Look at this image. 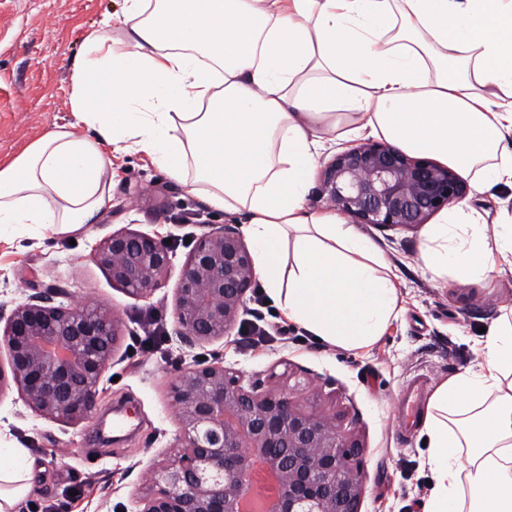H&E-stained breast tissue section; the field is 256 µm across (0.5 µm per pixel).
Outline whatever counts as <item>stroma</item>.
Segmentation results:
<instances>
[{"label": "stroma", "mask_w": 512, "mask_h": 512, "mask_svg": "<svg viewBox=\"0 0 512 512\" xmlns=\"http://www.w3.org/2000/svg\"><path fill=\"white\" fill-rule=\"evenodd\" d=\"M123 0H0V158L15 155L48 126L73 122L68 106L73 60L86 33L120 12ZM112 202L97 223L74 234L38 225L0 234V315L30 295L59 287L71 301L114 309L124 332L97 387L92 418L62 422L36 416L17 388L0 395V448L21 449L34 460V488L20 512H133L147 495L154 463L172 452L178 410L170 389L194 360L224 359L247 377L288 392L299 408L318 411L356 438L350 460L364 476L361 512H419L430 472L419 427L398 429L396 403L413 378L422 396L476 359L482 327L512 304V276L479 282H433L417 261L420 229L365 226V233L400 271L404 314L373 346L353 353L316 342L251 294L243 328L187 347L173 318L174 292L190 251L188 241L227 221L202 198L187 194L151 159L129 152L112 160ZM465 204L482 223H500L512 209V187L496 184L468 193ZM171 240L176 256L164 286L150 299L113 284L91 258L93 247L117 230ZM163 337L146 347L148 317Z\"/></svg>", "instance_id": "obj_1"}]
</instances>
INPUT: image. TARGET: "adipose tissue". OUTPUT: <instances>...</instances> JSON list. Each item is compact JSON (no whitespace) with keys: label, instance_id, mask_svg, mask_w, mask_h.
Instances as JSON below:
<instances>
[{"label":"adipose tissue","instance_id":"1","mask_svg":"<svg viewBox=\"0 0 512 512\" xmlns=\"http://www.w3.org/2000/svg\"><path fill=\"white\" fill-rule=\"evenodd\" d=\"M111 21L73 64L74 122L0 161V228L94 223L113 154L144 153L240 224L288 321L357 351L403 312L399 275L357 225L306 208L320 151L367 134L431 153L476 192L512 184V0H124ZM422 237L436 277L512 273V221L491 229L458 206ZM420 426L421 512H512V307Z\"/></svg>","mask_w":512,"mask_h":512}]
</instances>
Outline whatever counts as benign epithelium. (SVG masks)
I'll list each match as a JSON object with an SVG mask.
<instances>
[{
    "label": "benign epithelium",
    "instance_id": "1",
    "mask_svg": "<svg viewBox=\"0 0 512 512\" xmlns=\"http://www.w3.org/2000/svg\"><path fill=\"white\" fill-rule=\"evenodd\" d=\"M321 192L356 224L413 228L463 199L468 185L429 157L368 141L333 157ZM93 258L112 282L148 299L163 287L174 253L159 238L118 230L96 246ZM254 284L252 251L237 225L202 234L175 288L180 342L193 346L229 335ZM66 298L50 289L12 310L0 329L9 355L8 367L0 365V395L14 385L37 415L72 422L92 412L123 323L105 306ZM171 393L181 409L179 451L135 512H241L260 465L279 488L274 512H361L364 478L348 465L359 444L329 417L300 410L286 392L261 390L222 360L189 366Z\"/></svg>",
    "mask_w": 512,
    "mask_h": 512
}]
</instances>
